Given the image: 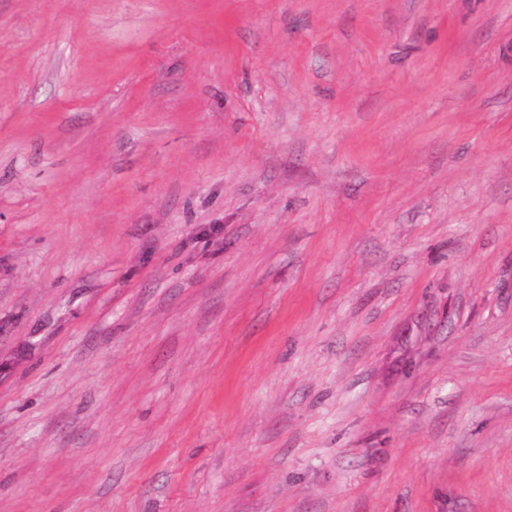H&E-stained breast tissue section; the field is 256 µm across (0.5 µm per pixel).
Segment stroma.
Returning a JSON list of instances; mask_svg holds the SVG:
<instances>
[{
	"instance_id": "obj_1",
	"label": "stroma",
	"mask_w": 512,
	"mask_h": 512,
	"mask_svg": "<svg viewBox=\"0 0 512 512\" xmlns=\"http://www.w3.org/2000/svg\"><path fill=\"white\" fill-rule=\"evenodd\" d=\"M0 512H512V0H0Z\"/></svg>"
}]
</instances>
